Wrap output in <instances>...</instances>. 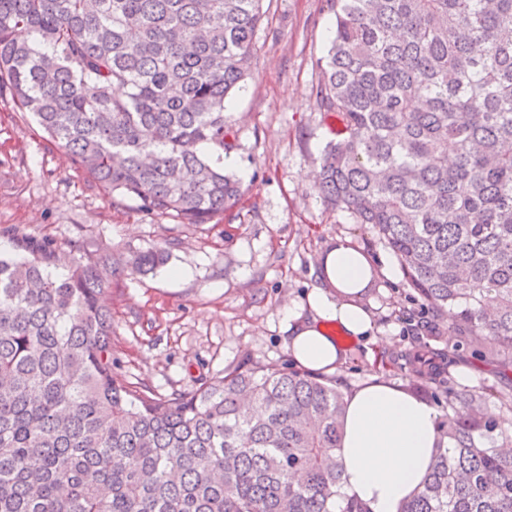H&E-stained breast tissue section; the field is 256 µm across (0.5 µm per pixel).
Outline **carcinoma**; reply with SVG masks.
Returning a JSON list of instances; mask_svg holds the SVG:
<instances>
[{"instance_id": "obj_1", "label": "carcinoma", "mask_w": 512, "mask_h": 512, "mask_svg": "<svg viewBox=\"0 0 512 512\" xmlns=\"http://www.w3.org/2000/svg\"><path fill=\"white\" fill-rule=\"evenodd\" d=\"M264 0H0V97L149 214L209 224L243 194L202 152L255 56ZM317 190L372 226L448 335L512 364V0H330ZM455 158L448 161V143ZM0 257V512H369L340 494L343 394L277 363L188 394L112 373L109 259ZM164 263L148 251L144 274ZM438 398L444 356L406 352ZM399 512H512V451L473 393Z\"/></svg>"}]
</instances>
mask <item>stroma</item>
<instances>
[{"label": "stroma", "instance_id": "35a3bbf8", "mask_svg": "<svg viewBox=\"0 0 512 512\" xmlns=\"http://www.w3.org/2000/svg\"><path fill=\"white\" fill-rule=\"evenodd\" d=\"M266 18L243 87L226 102L231 144L224 169L244 195L208 224L149 215L136 201L106 195L74 169L30 114L0 99V254L22 257L18 239L48 240L57 272L71 258L111 253L112 371L161 396L196 391L224 368L247 361L289 363L284 310L309 291L326 247L347 238L376 262L363 304L377 342L345 341L333 377L348 391L371 375L419 393L410 369L382 360L424 346L469 361L475 375L449 372L435 403L451 413L480 392L495 420L512 415V370L494 345L449 337L447 317L423 309L400 261L370 225L328 207L315 187L335 124L315 106L320 62L333 38L327 0H265ZM160 250L154 272L131 273L140 252ZM182 278H172V271Z\"/></svg>", "mask_w": 512, "mask_h": 512}]
</instances>
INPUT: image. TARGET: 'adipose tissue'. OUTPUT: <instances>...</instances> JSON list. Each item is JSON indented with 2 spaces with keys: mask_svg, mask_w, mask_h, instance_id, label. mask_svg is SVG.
I'll return each instance as SVG.
<instances>
[{
  "mask_svg": "<svg viewBox=\"0 0 512 512\" xmlns=\"http://www.w3.org/2000/svg\"><path fill=\"white\" fill-rule=\"evenodd\" d=\"M313 274L315 285L285 313L284 326L293 363L321 376L336 372L343 362L339 336L357 341L372 336L373 316L358 299L375 268L361 248L339 238L325 249ZM330 323L337 334L327 332ZM344 400L340 492L369 512H398L421 488L441 444L438 410L377 376L348 391Z\"/></svg>",
  "mask_w": 512,
  "mask_h": 512,
  "instance_id": "1",
  "label": "adipose tissue"
}]
</instances>
